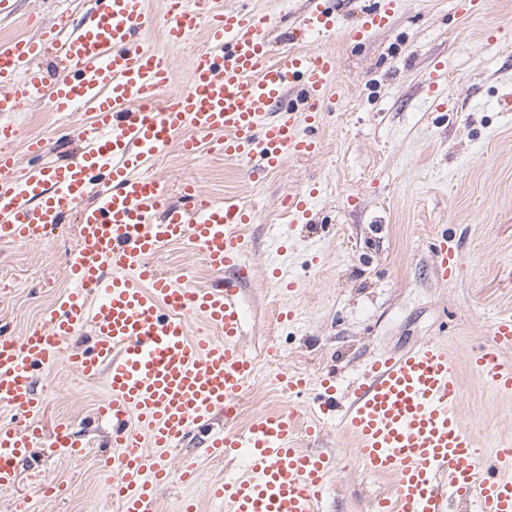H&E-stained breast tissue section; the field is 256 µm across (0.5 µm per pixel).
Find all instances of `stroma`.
<instances>
[{
    "instance_id": "obj_1",
    "label": "stroma",
    "mask_w": 512,
    "mask_h": 512,
    "mask_svg": "<svg viewBox=\"0 0 512 512\" xmlns=\"http://www.w3.org/2000/svg\"><path fill=\"white\" fill-rule=\"evenodd\" d=\"M217 2L267 17L275 58L295 48L331 52L337 60L315 156L287 160L260 181L223 158H186L174 149L152 170L170 192L191 179L214 199H242L255 209L245 256L251 272L239 300L241 343L256 371L235 428L288 404L273 382L277 372L315 381L333 371L345 384L375 356L431 339L451 353L463 390L462 421L482 448L512 441V395L486 385L469 363L497 313L512 309V112L502 107L512 96V0H488L470 15L458 13L456 0H403L389 25L359 44L338 35L289 40L304 0ZM94 9L95 0H14L13 13L0 16V39L37 37L62 12L81 24ZM143 40L165 51L174 87L184 89L193 55L206 46L204 33L176 48L157 29ZM439 60L448 72L432 87L428 74ZM8 119L18 130L10 146L18 158L32 139H44L49 157L60 161L80 146L79 119L54 112L49 97ZM315 184L321 192L309 215L289 223L283 200ZM445 235L459 240L463 253L449 282L437 275L436 248ZM78 245L72 222L38 243H0V326L17 337L43 329L46 309L70 286L65 256ZM152 262L197 286L212 281L202 252L180 243L165 245ZM275 266L296 281L295 291L274 284ZM285 309L294 318L278 321ZM93 342L88 333L68 338L65 356L35 378L47 421L71 422L88 442L87 454L50 457L30 449L18 467L20 483L0 488V512H117L98 470L101 455L112 451V425L94 413L106 379H84L67 359ZM299 443L341 462L321 512H372L374 498L392 492V478L354 464L356 450L335 425L301 435ZM206 445L205 434L194 435L168 456L174 470L195 459L198 477L162 488L157 512H180L187 497L199 512H224L210 487L239 464L209 456Z\"/></svg>"
}]
</instances>
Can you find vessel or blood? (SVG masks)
<instances>
[{"mask_svg":"<svg viewBox=\"0 0 512 512\" xmlns=\"http://www.w3.org/2000/svg\"><path fill=\"white\" fill-rule=\"evenodd\" d=\"M300 35L342 32L356 43L388 25L397 0H373L358 21L341 27V4L307 0ZM161 28L168 46L187 43L205 28L206 49L190 62V86L173 90L165 54L138 38ZM266 17L217 8L212 0H167L163 15L147 0H97L95 18L73 29L61 18L39 37L0 41V112H17L51 93L52 108L90 117L80 125L74 159L22 165L6 146L16 128L0 122V242L32 244L77 212L81 245L66 256L73 288L52 307L45 329L23 338L0 333V406L13 415L0 426V487L20 481L17 459L42 445L54 455L83 456L87 445L70 424L45 427V401L32 380L39 366L59 358L66 338L91 332V351L70 357L86 379L107 377L100 416L112 422L111 455L104 480L122 512H155L161 487L190 482L188 460L171 470L165 457L199 427L236 417L255 363L240 347L243 312L237 287L247 279L245 233L253 209L239 200L216 201L191 181L179 203L165 183L149 176L152 163L177 146L188 158L210 152L246 167L250 178L280 169L290 158L321 148L320 122L334 54L291 53L272 61ZM53 56L66 76L48 85L41 67ZM299 103H287L292 89ZM199 248L217 276L207 288L159 273L151 262L167 244ZM443 279L460 267L461 246L442 239ZM199 319L202 333L188 332ZM512 311L501 312L491 340L471 357L474 373L512 394ZM277 387L301 396L306 377L276 374ZM316 420L334 421L349 436L366 469L395 481L393 495L378 496L373 512H512V452L495 450L490 463L460 415L462 388L446 345L427 340L409 350L369 361L347 388L335 376L318 384ZM299 412L288 407L260 415L246 429L213 438L224 457L244 458L233 477L213 484L224 512H319L335 456L299 447Z\"/></svg>","mask_w":512,"mask_h":512,"instance_id":"b4317fda","label":"vessel or blood"}]
</instances>
